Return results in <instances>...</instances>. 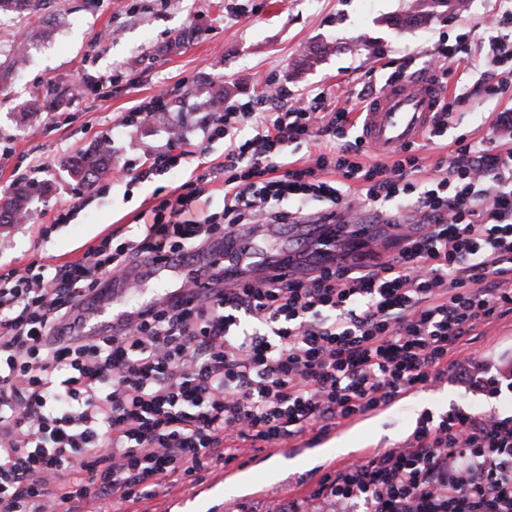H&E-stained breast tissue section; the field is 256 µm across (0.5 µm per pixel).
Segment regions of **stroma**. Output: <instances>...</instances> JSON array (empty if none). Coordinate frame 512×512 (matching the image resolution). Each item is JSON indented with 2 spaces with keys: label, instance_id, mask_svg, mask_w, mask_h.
I'll use <instances>...</instances> for the list:
<instances>
[{
  "label": "stroma",
  "instance_id": "obj_1",
  "mask_svg": "<svg viewBox=\"0 0 512 512\" xmlns=\"http://www.w3.org/2000/svg\"><path fill=\"white\" fill-rule=\"evenodd\" d=\"M253 13L235 14L238 0H45L38 13H0V62L14 48L29 47L24 68L0 79V195L22 179L48 180L52 189L33 201L25 224L0 227V264L21 267L35 257L52 263L54 257L78 258L83 244L101 237L111 224H127L141 208L164 196L193 169H207L224 157V140L202 139L201 154L190 156L165 175L132 185L102 181V190L89 199L67 223L54 224L56 214L71 209L78 183L64 166L73 154L111 134L112 166L140 155L147 145H162L181 136H200V112L192 108L196 91L212 84L224 87L225 99L249 93L257 80L274 75L279 84L297 93L324 91L342 105L364 81L385 80L404 59L431 48L438 37L455 41L466 34L472 56L488 49L489 32L483 20L493 0H470L466 13L441 11L417 26L402 29L392 20L410 0H250ZM121 28L120 38L99 44L102 31ZM48 29L49 37L37 32ZM184 44L168 50L176 33ZM367 41L366 49L323 52L326 44L352 37ZM82 97L72 101L74 88ZM173 89L172 112L163 121L120 129L113 122L160 88ZM50 92L45 108L24 114L34 93ZM464 101L447 133L422 148L426 165L446 156L458 136H482L487 116L512 108V98L489 101L473 85H461ZM468 353L483 361L512 354V315L477 329L466 344ZM492 411L512 416V397L480 400L462 384L437 382L414 392L388 410L361 422L349 433V450L323 451L329 469L349 464L351 451L379 452L398 446L425 412L453 409ZM303 438L277 447L275 457L247 448L243 458L254 464L239 483L224 481L223 471L206 473L189 487L161 488L158 495L120 512H237L247 504L302 491L310 462L296 452Z\"/></svg>",
  "mask_w": 512,
  "mask_h": 512
}]
</instances>
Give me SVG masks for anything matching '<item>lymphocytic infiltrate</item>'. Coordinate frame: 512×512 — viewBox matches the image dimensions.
<instances>
[{
    "label": "lymphocytic infiltrate",
    "mask_w": 512,
    "mask_h": 512,
    "mask_svg": "<svg viewBox=\"0 0 512 512\" xmlns=\"http://www.w3.org/2000/svg\"><path fill=\"white\" fill-rule=\"evenodd\" d=\"M490 30L492 99L512 89V0ZM433 54L435 80L470 81L465 45ZM376 92L338 107L267 77L204 119L224 140L215 170L75 261L0 271V512L149 500L245 444L320 436L451 378L486 400L512 391V355L478 362L463 344L512 313V142L458 137L419 180L415 148L384 162L360 135L354 109ZM198 147H147L121 175L146 181ZM261 228L297 243L244 258L241 236ZM163 269L181 274L168 292L88 329L112 288ZM257 512H512V417L425 413L399 446Z\"/></svg>",
    "instance_id": "1"
}]
</instances>
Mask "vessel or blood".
Masks as SVG:
<instances>
[{"label":"vessel or blood","instance_id":"b4317fda","mask_svg":"<svg viewBox=\"0 0 512 512\" xmlns=\"http://www.w3.org/2000/svg\"><path fill=\"white\" fill-rule=\"evenodd\" d=\"M441 91L433 76L387 84L362 110V133L372 152L389 155L402 145L420 141L439 109Z\"/></svg>","mask_w":512,"mask_h":512}]
</instances>
